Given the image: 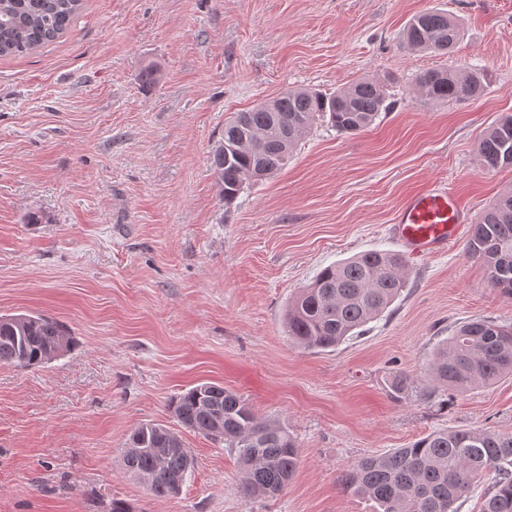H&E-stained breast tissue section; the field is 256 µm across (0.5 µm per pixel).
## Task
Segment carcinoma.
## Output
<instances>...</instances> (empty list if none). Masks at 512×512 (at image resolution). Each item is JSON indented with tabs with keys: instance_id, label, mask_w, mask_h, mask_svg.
Instances as JSON below:
<instances>
[{
	"instance_id": "obj_1",
	"label": "carcinoma",
	"mask_w": 512,
	"mask_h": 512,
	"mask_svg": "<svg viewBox=\"0 0 512 512\" xmlns=\"http://www.w3.org/2000/svg\"><path fill=\"white\" fill-rule=\"evenodd\" d=\"M83 0H0V56H22L62 35L80 13ZM462 37L458 19L442 10L415 15L403 29V49L433 55L454 51ZM479 68L429 69L414 79L423 101H476L487 91ZM272 106L237 112L224 123L212 149L210 168L224 204L251 182L267 179L288 164L302 137L318 122L340 134L369 128L391 109L387 85L360 79L332 93L291 88ZM478 153L487 170L512 164V115L481 136ZM466 251L487 273V286L512 296V191H506L472 224ZM408 266L398 252L370 250L322 268L288 300V339L306 350L332 349L360 335L379 319L407 286ZM74 344L71 331L44 314L0 317V364L23 368L46 364ZM512 375V325L488 319L466 321L432 354L425 396L465 393ZM390 396L401 401L412 388L404 374L388 379ZM185 427L234 450L241 462V492L250 498L278 494L295 473L299 444L281 425L258 417L223 385L205 382L170 402ZM123 469L158 498L179 494L194 461L181 437L158 423H144L129 435ZM496 479L482 512H512V434L488 429L433 432L385 455L361 459L343 475V486L374 500L377 512H456L454 504L489 468Z\"/></svg>"
}]
</instances>
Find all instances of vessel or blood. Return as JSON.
<instances>
[{
  "label": "vessel or blood",
  "instance_id": "obj_1",
  "mask_svg": "<svg viewBox=\"0 0 512 512\" xmlns=\"http://www.w3.org/2000/svg\"><path fill=\"white\" fill-rule=\"evenodd\" d=\"M465 221L454 193L434 186L406 200L396 215L393 234L403 253L424 255L445 250Z\"/></svg>",
  "mask_w": 512,
  "mask_h": 512
}]
</instances>
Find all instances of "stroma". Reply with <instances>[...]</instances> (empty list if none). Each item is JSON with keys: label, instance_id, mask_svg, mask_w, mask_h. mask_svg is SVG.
<instances>
[{"label": "stroma", "instance_id": "35a3bbf8", "mask_svg": "<svg viewBox=\"0 0 512 512\" xmlns=\"http://www.w3.org/2000/svg\"><path fill=\"white\" fill-rule=\"evenodd\" d=\"M457 17L454 53L397 37L428 9ZM483 67L486 95L429 104L416 74ZM161 80L142 84L140 72ZM392 76V111L343 135L317 124L273 178L224 205L209 168L235 113L306 86L332 92ZM512 114V0H85L73 26L0 57V316L48 314L72 331L64 356L0 365V512H373L341 474L435 431L512 434V376L425 399L436 345L462 322L512 323L463 225L447 252L409 262V282L363 334L328 351L293 345L285 306L323 267L397 250L408 196L452 189L468 217L512 190L484 170L483 132ZM40 217L29 223L30 214ZM417 388L388 394L390 372ZM223 384L301 446L275 497L240 489L234 451L182 426L172 398ZM178 433L194 468L178 495L124 472L130 433Z\"/></svg>", "mask_w": 512, "mask_h": 512}]
</instances>
